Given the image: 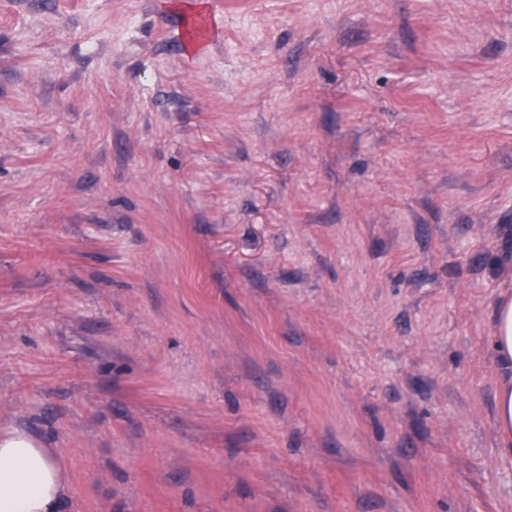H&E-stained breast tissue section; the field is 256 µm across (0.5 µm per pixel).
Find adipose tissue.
<instances>
[{
	"instance_id": "adipose-tissue-1",
	"label": "adipose tissue",
	"mask_w": 512,
	"mask_h": 512,
	"mask_svg": "<svg viewBox=\"0 0 512 512\" xmlns=\"http://www.w3.org/2000/svg\"><path fill=\"white\" fill-rule=\"evenodd\" d=\"M69 491L53 449L18 431L0 433V512H63Z\"/></svg>"
}]
</instances>
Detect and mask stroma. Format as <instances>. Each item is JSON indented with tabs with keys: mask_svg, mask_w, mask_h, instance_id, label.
Segmentation results:
<instances>
[{
	"mask_svg": "<svg viewBox=\"0 0 512 512\" xmlns=\"http://www.w3.org/2000/svg\"><path fill=\"white\" fill-rule=\"evenodd\" d=\"M0 0V432L65 512H512V0ZM495 349L499 359L512 366V295L503 294L495 313ZM496 420L505 436L512 435V378L504 380L495 398Z\"/></svg>",
	"mask_w": 512,
	"mask_h": 512,
	"instance_id": "1",
	"label": "stroma"
}]
</instances>
